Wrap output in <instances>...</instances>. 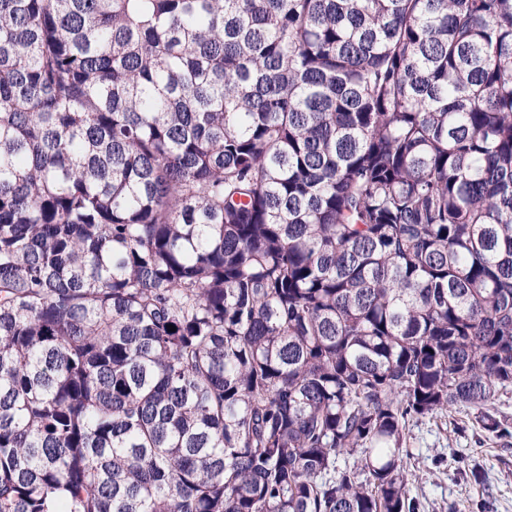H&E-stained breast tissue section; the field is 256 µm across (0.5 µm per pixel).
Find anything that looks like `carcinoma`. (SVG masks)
<instances>
[{
  "label": "carcinoma",
  "mask_w": 512,
  "mask_h": 512,
  "mask_svg": "<svg viewBox=\"0 0 512 512\" xmlns=\"http://www.w3.org/2000/svg\"><path fill=\"white\" fill-rule=\"evenodd\" d=\"M510 388L512 0H0V512H419Z\"/></svg>",
  "instance_id": "carcinoma-1"
}]
</instances>
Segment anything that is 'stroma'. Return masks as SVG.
<instances>
[{"label":"stroma","mask_w":512,"mask_h":512,"mask_svg":"<svg viewBox=\"0 0 512 512\" xmlns=\"http://www.w3.org/2000/svg\"><path fill=\"white\" fill-rule=\"evenodd\" d=\"M409 488L420 512H512V444L485 440L472 425L454 427L450 417H427L412 427ZM470 456L485 472V484L466 480L458 463Z\"/></svg>","instance_id":"obj_1"}]
</instances>
